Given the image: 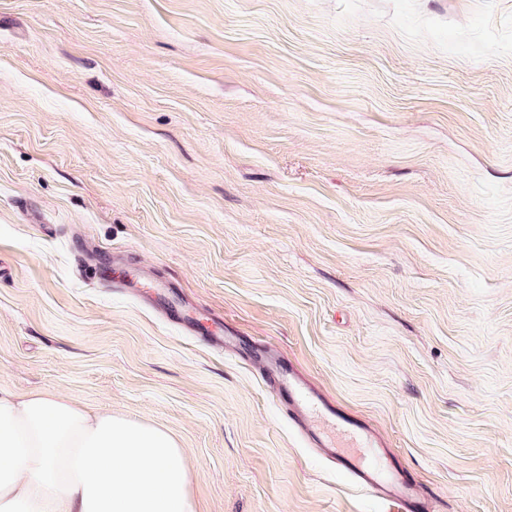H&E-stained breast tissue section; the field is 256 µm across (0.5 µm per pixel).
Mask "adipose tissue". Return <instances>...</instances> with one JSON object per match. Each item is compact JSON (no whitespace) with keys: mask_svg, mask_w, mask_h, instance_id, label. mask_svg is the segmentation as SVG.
<instances>
[{"mask_svg":"<svg viewBox=\"0 0 512 512\" xmlns=\"http://www.w3.org/2000/svg\"><path fill=\"white\" fill-rule=\"evenodd\" d=\"M171 433L63 396L0 390V512H195Z\"/></svg>","mask_w":512,"mask_h":512,"instance_id":"1","label":"adipose tissue"}]
</instances>
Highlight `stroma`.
Wrapping results in <instances>:
<instances>
[{
  "label": "stroma",
  "mask_w": 512,
  "mask_h": 512,
  "mask_svg": "<svg viewBox=\"0 0 512 512\" xmlns=\"http://www.w3.org/2000/svg\"><path fill=\"white\" fill-rule=\"evenodd\" d=\"M258 344L434 512H512V0H0V388L167 429L195 512H388ZM128 271L125 274V280L114 281V284L118 285L120 288H136L137 291L145 296L149 297L154 301H157L156 304L160 309L163 310L167 315L175 318L176 320L184 323L188 327L192 329L193 324L195 323V316L189 312L184 311L180 312L175 306L161 303L159 299L156 298L155 295H158V288H163L159 286L148 274V272L140 266L127 265ZM167 305V306H165ZM264 353L260 359L263 379L288 406V420L301 437L335 462L337 470L392 506L389 510L419 512L427 495L425 487L392 462L372 426L342 412L302 372L286 368L269 347Z\"/></svg>",
  "instance_id": "obj_1"
}]
</instances>
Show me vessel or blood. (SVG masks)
Segmentation results:
<instances>
[{"label":"vessel or blood","instance_id":"1","mask_svg":"<svg viewBox=\"0 0 512 512\" xmlns=\"http://www.w3.org/2000/svg\"><path fill=\"white\" fill-rule=\"evenodd\" d=\"M121 285L149 298L158 293L157 283L140 266H129ZM261 365L265 383L287 405L290 423L307 443L393 512H420L425 487L392 462L372 426L342 412L302 372L284 366L279 354L265 352Z\"/></svg>","mask_w":512,"mask_h":512}]
</instances>
